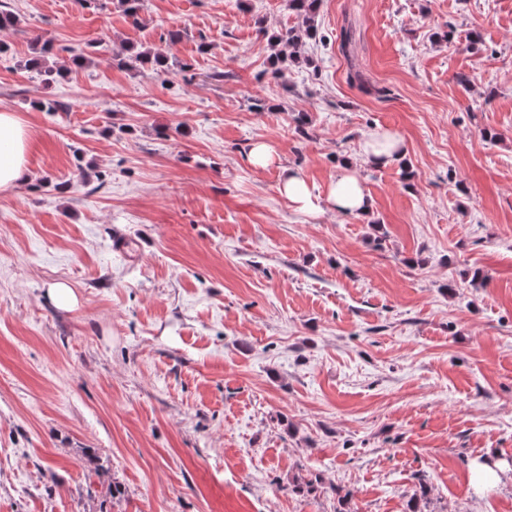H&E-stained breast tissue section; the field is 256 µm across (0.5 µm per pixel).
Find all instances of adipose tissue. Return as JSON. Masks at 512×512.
Returning a JSON list of instances; mask_svg holds the SVG:
<instances>
[{
  "label": "adipose tissue",
  "mask_w": 512,
  "mask_h": 512,
  "mask_svg": "<svg viewBox=\"0 0 512 512\" xmlns=\"http://www.w3.org/2000/svg\"><path fill=\"white\" fill-rule=\"evenodd\" d=\"M27 136L14 113L0 112V189L27 182ZM279 190L295 210L312 213L326 206L343 215L369 216L372 202L354 170L347 169L333 182L325 196L314 195L301 170L282 168Z\"/></svg>",
  "instance_id": "obj_1"
}]
</instances>
